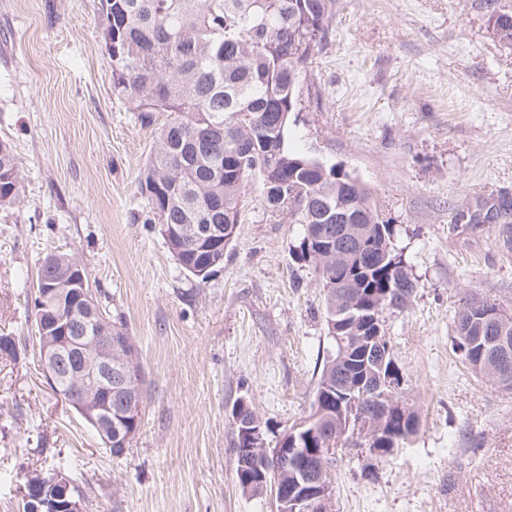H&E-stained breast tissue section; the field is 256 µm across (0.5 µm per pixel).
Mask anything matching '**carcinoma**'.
Returning <instances> with one entry per match:
<instances>
[{"label":"carcinoma","instance_id":"cac0c4a2","mask_svg":"<svg viewBox=\"0 0 512 512\" xmlns=\"http://www.w3.org/2000/svg\"><path fill=\"white\" fill-rule=\"evenodd\" d=\"M488 16L506 19L498 41L512 48V4L484 0ZM336 15V0H101L98 19L101 38L112 40L113 91L129 109L151 120L166 115L153 142L138 190L146 199L145 223L158 225V233L180 267L206 281L224 264V214L239 217L241 200L228 196L224 187V153L234 136L230 125L238 112L252 113L251 138L242 173L237 179L265 182V171L280 159L283 186L280 203L271 212L288 213L301 225L294 262L310 267L324 292V324L331 348L323 357L310 409L327 402L322 427L350 440L349 397L373 376L399 377L401 367L393 352L375 364L374 351L354 343L352 337L333 334L329 320L336 319V304L357 294L360 301L379 311L408 308L418 288L403 253L395 245V227L378 218L368 229L367 248L352 254L344 264L328 255L314 225L328 227L320 208L302 203L297 188L314 196H331L334 186L347 183L350 174L336 166L294 171L289 165L307 156L290 149L289 126L276 125V113L288 108L291 74L308 69L326 41ZM20 166L12 147L0 142V207L20 203ZM77 258L64 253L47 254L38 269L37 288H76L71 272ZM498 303L487 297H468L458 311L455 325L470 324L469 334L455 330L454 348L473 374L501 387L512 381V321L504 336L509 351L495 344L499 334L486 324L488 308ZM417 419L408 408H394L384 429L367 448L377 458L389 455L415 434Z\"/></svg>","mask_w":512,"mask_h":512}]
</instances>
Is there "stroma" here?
I'll list each match as a JSON object with an SVG mask.
<instances>
[{"label":"stroma","mask_w":512,"mask_h":512,"mask_svg":"<svg viewBox=\"0 0 512 512\" xmlns=\"http://www.w3.org/2000/svg\"><path fill=\"white\" fill-rule=\"evenodd\" d=\"M101 0H0V141L21 202L0 208V512L26 472L69 476L84 512H277L241 491L234 402L250 398L268 443L309 413L328 347L324 295L295 263L300 227L252 181L224 265L184 272L137 184L163 114L143 124L112 88ZM293 150L366 189L418 282L386 315L419 428L385 459L339 450L335 512H512V393L453 349L465 297L512 308V48L484 0H339L290 119ZM479 221H470V214ZM74 255L145 372L139 429L114 457L49 387L30 293L42 259Z\"/></svg>","instance_id":"stroma-1"}]
</instances>
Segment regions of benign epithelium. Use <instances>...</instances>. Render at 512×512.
I'll return each mask as SVG.
<instances>
[{
	"label": "benign epithelium",
	"instance_id": "7a95c632",
	"mask_svg": "<svg viewBox=\"0 0 512 512\" xmlns=\"http://www.w3.org/2000/svg\"><path fill=\"white\" fill-rule=\"evenodd\" d=\"M372 223L371 206H360V218L353 220L349 212L336 201V224L344 229H328L326 240L343 239L336 243V262L352 255L361 242L362 224ZM78 297L70 300V310L57 314L42 331L41 365L48 378H66L72 390L79 394L75 408L103 440L107 449L112 443L128 440L135 430L136 407L131 378L130 351L132 338L112 336V323L100 316L95 293L90 288L74 290ZM336 315L350 324L352 335L368 345L382 346V335L375 309L366 307L359 298L346 301L336 309ZM404 378L387 381L390 393L364 396L384 400V408L397 407L393 394L402 389ZM242 407L231 411L234 427L238 428L240 447L233 449L240 485L247 491L256 487L270 491L279 504V512H334V491L325 479L326 461L331 448H284L282 440L269 446L265 425L258 415L243 417ZM31 512H83L82 499L73 495L72 484L60 472H31L22 489Z\"/></svg>",
	"mask_w": 512,
	"mask_h": 512
}]
</instances>
